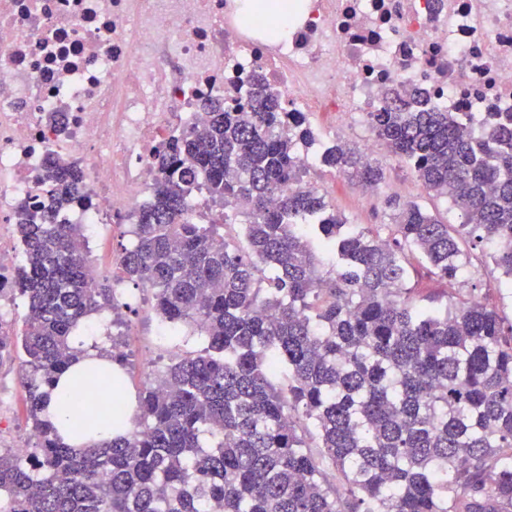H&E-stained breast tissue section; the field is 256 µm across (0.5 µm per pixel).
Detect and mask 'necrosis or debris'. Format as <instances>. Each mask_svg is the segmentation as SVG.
Segmentation results:
<instances>
[{
    "mask_svg": "<svg viewBox=\"0 0 512 512\" xmlns=\"http://www.w3.org/2000/svg\"><path fill=\"white\" fill-rule=\"evenodd\" d=\"M230 0H0V237L44 203V161H78L62 224H133L164 147L203 104L242 106L264 77L288 112L369 125L391 90L465 127L512 115V0H301L288 39Z\"/></svg>",
    "mask_w": 512,
    "mask_h": 512,
    "instance_id": "4bbe7bcc",
    "label": "necrosis or debris"
}]
</instances>
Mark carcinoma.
<instances>
[{
	"instance_id": "obj_1",
	"label": "carcinoma",
	"mask_w": 512,
	"mask_h": 512,
	"mask_svg": "<svg viewBox=\"0 0 512 512\" xmlns=\"http://www.w3.org/2000/svg\"><path fill=\"white\" fill-rule=\"evenodd\" d=\"M206 107L160 155L117 277L151 291L161 321L190 326L203 347L147 382L132 423L112 400L105 446H71L45 415L54 378L87 353L76 331L115 291L93 273L84 225L55 223L84 190L76 164L48 158L50 206L16 211L27 314L0 335V365L19 364L37 444L25 456L0 448V512H512V330L480 300L420 305L409 286L412 257L463 278L466 238L488 248L498 285L512 284V123L467 132L453 112L387 100L370 114L376 137L462 221L389 199L391 223L375 229L346 223L305 184L302 113L260 87L243 111ZM321 162L360 187L384 180L341 144ZM200 193L242 220L244 244L222 222L192 221ZM322 252L338 264L325 269ZM88 374L124 387L117 371ZM72 410L73 433L95 434L83 391ZM326 464L346 499L325 485Z\"/></svg>"
}]
</instances>
